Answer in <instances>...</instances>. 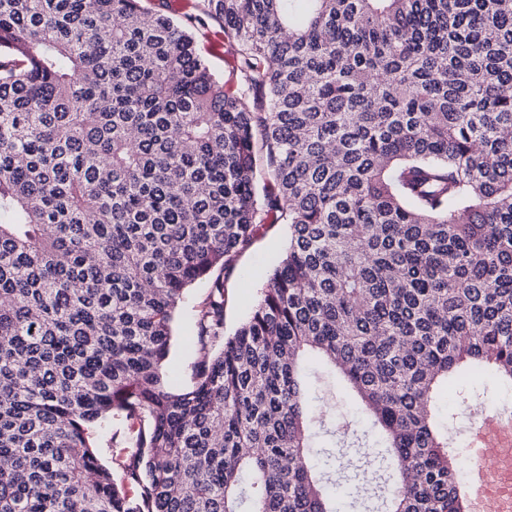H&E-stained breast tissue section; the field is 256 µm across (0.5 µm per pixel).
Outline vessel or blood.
<instances>
[{
  "label": "vessel or blood",
  "mask_w": 512,
  "mask_h": 512,
  "mask_svg": "<svg viewBox=\"0 0 512 512\" xmlns=\"http://www.w3.org/2000/svg\"><path fill=\"white\" fill-rule=\"evenodd\" d=\"M466 452L476 460L468 479L475 503L490 500L497 512H512V422L491 417L472 427Z\"/></svg>",
  "instance_id": "1"
}]
</instances>
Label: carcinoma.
Returning a JSON list of instances; mask_svg holds the SVG:
<instances>
[{
	"label": "carcinoma",
	"mask_w": 512,
	"mask_h": 512,
	"mask_svg": "<svg viewBox=\"0 0 512 512\" xmlns=\"http://www.w3.org/2000/svg\"><path fill=\"white\" fill-rule=\"evenodd\" d=\"M199 10L235 88L169 0H0V512H336L321 438L370 434L358 491L468 512L438 403L472 371L512 385V0ZM267 224L288 247L226 335L224 283ZM310 363L370 433L328 423ZM111 418L132 497L92 440ZM221 24L210 21L205 29L196 33V44L199 54L205 58L215 73L224 81L236 84V70L238 67L237 56L231 53L224 44V33ZM214 35L222 40V50L216 53L211 48V41ZM209 294L208 283L199 282L188 288L177 310L170 342L169 371L176 383L183 387L190 381L191 366L196 359V346L191 329L198 306Z\"/></svg>",
	"instance_id": "obj_1"
}]
</instances>
